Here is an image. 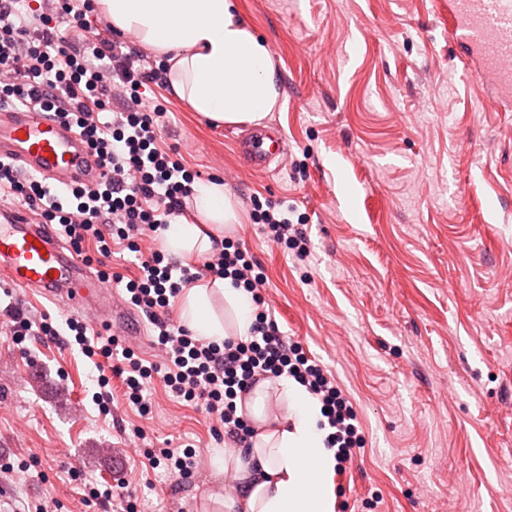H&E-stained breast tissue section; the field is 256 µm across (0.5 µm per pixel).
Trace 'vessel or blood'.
Segmentation results:
<instances>
[{
  "label": "vessel or blood",
  "instance_id": "obj_1",
  "mask_svg": "<svg viewBox=\"0 0 512 512\" xmlns=\"http://www.w3.org/2000/svg\"><path fill=\"white\" fill-rule=\"evenodd\" d=\"M448 36L462 50L492 106L512 104V0H448ZM237 148L256 169L285 149L280 132L254 130ZM16 163L49 183L70 187L96 183L103 171L72 126L48 112L0 107V160ZM0 270L16 286L75 310L115 313L112 298L75 252L27 215L0 210Z\"/></svg>",
  "mask_w": 512,
  "mask_h": 512
}]
</instances>
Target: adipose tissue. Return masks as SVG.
<instances>
[{
  "label": "adipose tissue",
  "mask_w": 512,
  "mask_h": 512,
  "mask_svg": "<svg viewBox=\"0 0 512 512\" xmlns=\"http://www.w3.org/2000/svg\"><path fill=\"white\" fill-rule=\"evenodd\" d=\"M118 31L149 48L165 65L172 92L204 117L224 124L261 122L278 101L266 42L239 15L237 0H95ZM200 224H171L166 250L190 261L214 250L239 215L218 182L194 186ZM178 316L194 336L222 343L246 337L255 322L252 300L231 280L183 287ZM276 397L279 414L267 408ZM254 426L250 448L215 449V476L236 481L235 496L208 491L202 512H334L330 477L336 451L327 445L322 404L294 378L260 380L246 395Z\"/></svg>",
  "instance_id": "obj_1"
}]
</instances>
